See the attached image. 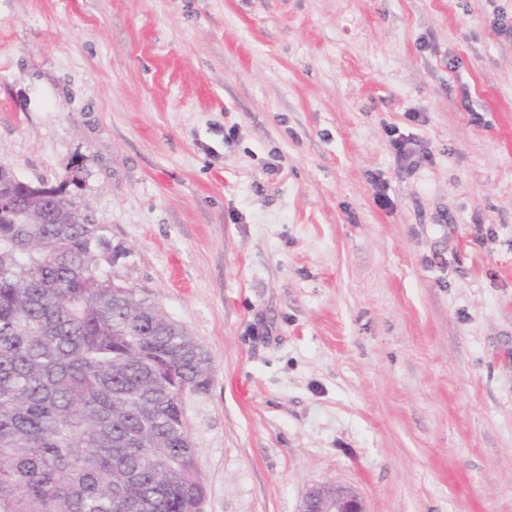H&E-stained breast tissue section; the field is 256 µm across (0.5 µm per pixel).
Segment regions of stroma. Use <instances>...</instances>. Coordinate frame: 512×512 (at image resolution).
<instances>
[{"instance_id": "obj_1", "label": "stroma", "mask_w": 512, "mask_h": 512, "mask_svg": "<svg viewBox=\"0 0 512 512\" xmlns=\"http://www.w3.org/2000/svg\"><path fill=\"white\" fill-rule=\"evenodd\" d=\"M498 13L0 0V163L65 185L125 252L107 274L211 356L184 399L203 512H297L323 482L368 512H512Z\"/></svg>"}]
</instances>
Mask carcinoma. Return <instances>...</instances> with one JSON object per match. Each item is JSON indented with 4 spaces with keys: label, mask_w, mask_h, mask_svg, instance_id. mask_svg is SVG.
Masks as SVG:
<instances>
[{
    "label": "carcinoma",
    "mask_w": 512,
    "mask_h": 512,
    "mask_svg": "<svg viewBox=\"0 0 512 512\" xmlns=\"http://www.w3.org/2000/svg\"><path fill=\"white\" fill-rule=\"evenodd\" d=\"M73 202L0 223V512H200L182 394L211 358L102 266Z\"/></svg>",
    "instance_id": "cac0c4a2"
}]
</instances>
